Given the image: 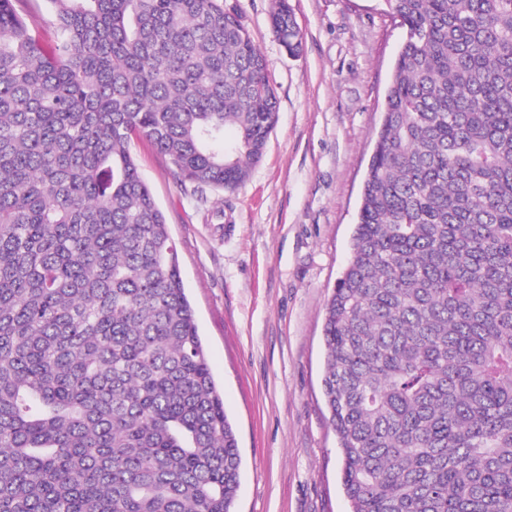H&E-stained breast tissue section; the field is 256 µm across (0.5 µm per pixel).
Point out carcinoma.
Returning a JSON list of instances; mask_svg holds the SVG:
<instances>
[{
    "instance_id": "cac0c4a2",
    "label": "carcinoma",
    "mask_w": 512,
    "mask_h": 512,
    "mask_svg": "<svg viewBox=\"0 0 512 512\" xmlns=\"http://www.w3.org/2000/svg\"><path fill=\"white\" fill-rule=\"evenodd\" d=\"M0 0V512H234L238 440L132 145L233 192L277 121L227 0ZM405 29L323 395L351 512H512V0ZM270 29L303 41L288 0ZM16 7L21 13L25 14L36 33L44 38L51 36V29L49 28L50 13L45 0H22L16 3Z\"/></svg>"
}]
</instances>
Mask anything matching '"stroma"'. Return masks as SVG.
<instances>
[{
  "label": "stroma",
  "instance_id": "obj_1",
  "mask_svg": "<svg viewBox=\"0 0 512 512\" xmlns=\"http://www.w3.org/2000/svg\"><path fill=\"white\" fill-rule=\"evenodd\" d=\"M268 61L278 121L235 192L193 193L144 142L242 458L235 512H350L325 407L324 306L350 254L404 31L384 0H289L303 51L270 33L272 0H230Z\"/></svg>",
  "mask_w": 512,
  "mask_h": 512
}]
</instances>
